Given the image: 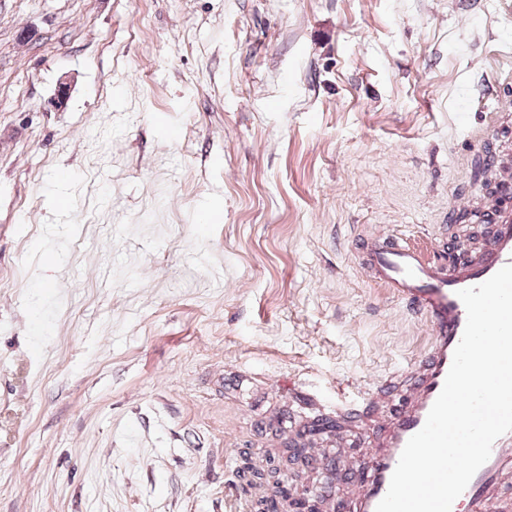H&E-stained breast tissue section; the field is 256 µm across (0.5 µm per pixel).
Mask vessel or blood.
<instances>
[{"label": "vessel or blood", "instance_id": "b4317fda", "mask_svg": "<svg viewBox=\"0 0 512 512\" xmlns=\"http://www.w3.org/2000/svg\"><path fill=\"white\" fill-rule=\"evenodd\" d=\"M479 257L426 256L380 233L359 240L362 265L427 323L426 350L407 369L321 405L322 416L357 428L355 453L346 460L352 488L344 512H376L407 441L424 425L440 394L466 325L459 290L479 285L512 264V208L493 212ZM452 512H512V432L493 444L488 461L455 500Z\"/></svg>", "mask_w": 512, "mask_h": 512}]
</instances>
